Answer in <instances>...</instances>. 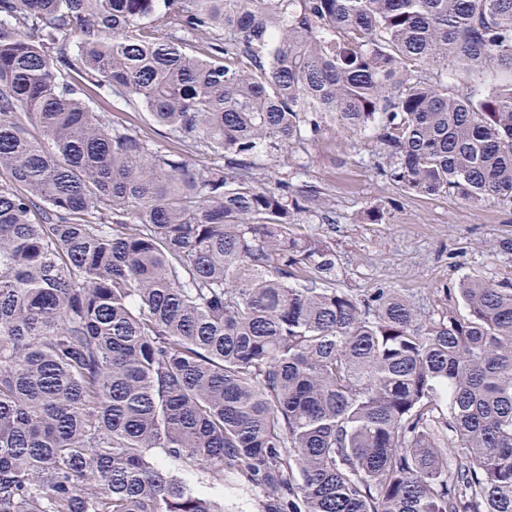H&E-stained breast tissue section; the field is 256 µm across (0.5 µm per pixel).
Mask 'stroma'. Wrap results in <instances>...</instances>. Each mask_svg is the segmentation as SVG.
Returning <instances> with one entry per match:
<instances>
[{
  "label": "stroma",
  "mask_w": 512,
  "mask_h": 512,
  "mask_svg": "<svg viewBox=\"0 0 512 512\" xmlns=\"http://www.w3.org/2000/svg\"><path fill=\"white\" fill-rule=\"evenodd\" d=\"M371 148L340 127H326L307 153L267 162L270 179L322 186L336 212L334 224L304 230L331 239L339 266L337 287L357 294L372 288L401 291L423 310L436 292L466 276L512 281V211L433 196L416 198L377 177L369 167ZM393 201L383 224L365 213Z\"/></svg>",
  "instance_id": "obj_1"
}]
</instances>
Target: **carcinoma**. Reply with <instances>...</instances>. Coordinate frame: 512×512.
Returning <instances> with one entry per match:
<instances>
[{
    "label": "carcinoma",
    "instance_id": "carcinoma-1",
    "mask_svg": "<svg viewBox=\"0 0 512 512\" xmlns=\"http://www.w3.org/2000/svg\"><path fill=\"white\" fill-rule=\"evenodd\" d=\"M336 124L512 209V0H0V512H512V282L336 287ZM263 497L259 490L246 489L242 486L224 489L219 494V500L224 503V512H258L256 502Z\"/></svg>",
    "mask_w": 512,
    "mask_h": 512
}]
</instances>
